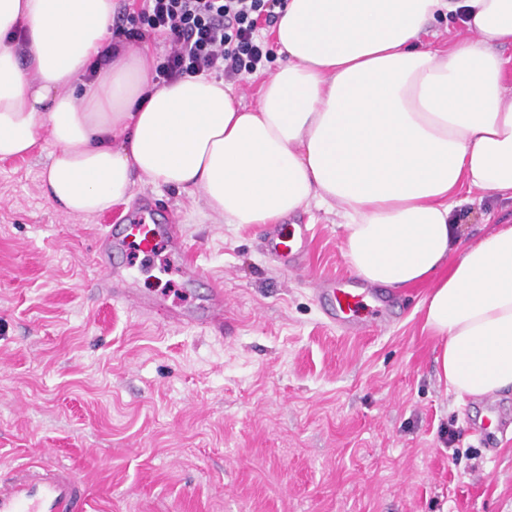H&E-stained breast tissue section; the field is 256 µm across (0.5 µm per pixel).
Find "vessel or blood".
I'll return each mask as SVG.
<instances>
[{
    "label": "vessel or blood",
    "mask_w": 512,
    "mask_h": 512,
    "mask_svg": "<svg viewBox=\"0 0 512 512\" xmlns=\"http://www.w3.org/2000/svg\"><path fill=\"white\" fill-rule=\"evenodd\" d=\"M165 238L170 251L184 256L185 246L180 225L145 224L131 217L126 223L113 225L96 247L95 264L100 272L98 287L104 288L113 299L121 301L142 315H151L156 302L133 288L124 269L113 263L112 257L128 243H136L143 252H151L157 238ZM306 233L286 232L283 225H268L264 248L270 259L299 266L305 254ZM372 288L348 280L343 283L323 282L319 297L328 299L335 311L338 325L349 332H366L369 325H382L386 298H379L373 310L375 320L367 324L352 319L351 314L364 305L372 295ZM169 323L175 327L203 326L215 331L224 329V291L210 288L208 293L188 308H174L168 312ZM86 492L64 467H26L16 471L8 480H0V512H85Z\"/></svg>",
    "instance_id": "b4317fda"
}]
</instances>
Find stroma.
Instances as JSON below:
<instances>
[{
	"instance_id": "stroma-1",
	"label": "stroma",
	"mask_w": 512,
	"mask_h": 512,
	"mask_svg": "<svg viewBox=\"0 0 512 512\" xmlns=\"http://www.w3.org/2000/svg\"><path fill=\"white\" fill-rule=\"evenodd\" d=\"M46 139L0 159V478L63 466L87 512H512V390L492 447L469 421L423 329L426 284L390 289L386 327L342 332L314 294L352 272L335 213L309 206L308 261L271 262L264 226L224 224L200 197L137 184L130 202L68 216L40 190ZM182 225L202 282L224 288V335L170 327L95 288L96 238L143 201ZM463 239L512 223V200L472 191ZM153 282L144 254L120 263L162 309L197 290L166 246ZM456 440H449V430Z\"/></svg>"
}]
</instances>
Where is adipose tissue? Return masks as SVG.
I'll return each instance as SVG.
<instances>
[{"label":"adipose tissue","instance_id":"1","mask_svg":"<svg viewBox=\"0 0 512 512\" xmlns=\"http://www.w3.org/2000/svg\"><path fill=\"white\" fill-rule=\"evenodd\" d=\"M114 0H0V159L51 150L45 198L88 217L136 182L201 193L228 224L336 211L352 272L429 281L424 330L450 390L512 387V224L459 237L461 189L512 199V0H286L258 105L212 75L153 81L107 50ZM467 31L430 41L437 20Z\"/></svg>","mask_w":512,"mask_h":512}]
</instances>
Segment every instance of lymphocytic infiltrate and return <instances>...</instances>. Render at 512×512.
I'll list each match as a JSON object with an SVG mask.
<instances>
[{
  "instance_id": "obj_1",
  "label": "lymphocytic infiltrate",
  "mask_w": 512,
  "mask_h": 512,
  "mask_svg": "<svg viewBox=\"0 0 512 512\" xmlns=\"http://www.w3.org/2000/svg\"><path fill=\"white\" fill-rule=\"evenodd\" d=\"M282 0H147L144 24L164 34L170 51L158 78L209 72L237 79L255 72L271 51L257 40L259 22H273Z\"/></svg>"
}]
</instances>
